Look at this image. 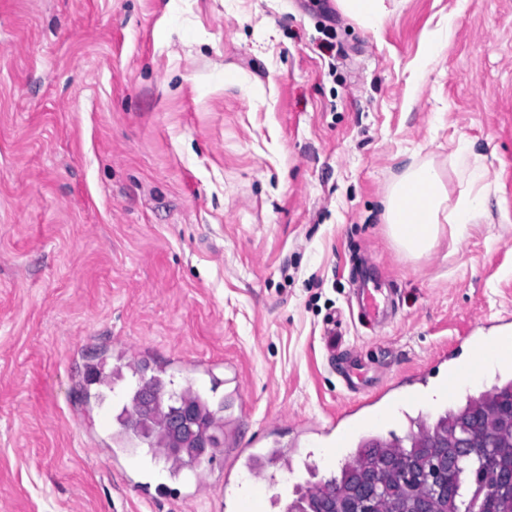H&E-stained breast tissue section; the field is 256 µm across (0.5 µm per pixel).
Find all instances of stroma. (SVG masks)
I'll use <instances>...</instances> for the list:
<instances>
[{"instance_id": "35a3bbf8", "label": "stroma", "mask_w": 512, "mask_h": 512, "mask_svg": "<svg viewBox=\"0 0 512 512\" xmlns=\"http://www.w3.org/2000/svg\"><path fill=\"white\" fill-rule=\"evenodd\" d=\"M386 6L373 32L337 0H0V512H237L243 460L199 481L121 447L135 380L90 369L214 402L237 379L231 441L283 501L339 473L344 422L408 389L374 434L435 414L462 332L512 336V0ZM413 161L490 185L486 222L417 261L382 207ZM363 257L399 304L376 336Z\"/></svg>"}]
</instances>
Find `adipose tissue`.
Wrapping results in <instances>:
<instances>
[{"instance_id":"1","label":"adipose tissue","mask_w":512,"mask_h":512,"mask_svg":"<svg viewBox=\"0 0 512 512\" xmlns=\"http://www.w3.org/2000/svg\"><path fill=\"white\" fill-rule=\"evenodd\" d=\"M489 185L474 169L465 189L451 193L442 174L431 164L408 165L384 200L388 235L397 249L412 259L432 250L442 229L452 238L469 235L488 216Z\"/></svg>"}]
</instances>
